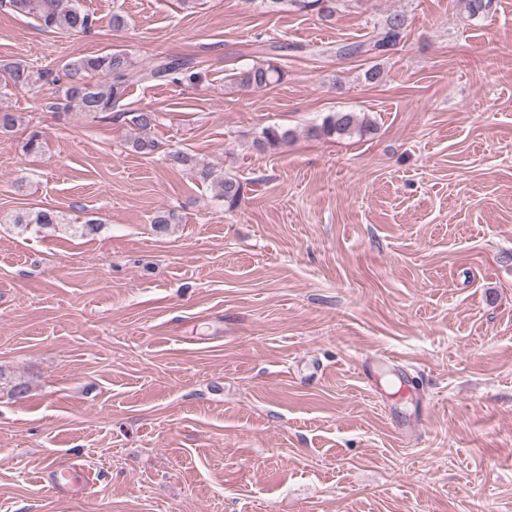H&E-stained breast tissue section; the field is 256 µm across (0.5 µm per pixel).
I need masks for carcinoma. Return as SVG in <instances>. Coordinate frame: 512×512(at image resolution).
<instances>
[{"label": "carcinoma", "mask_w": 512, "mask_h": 512, "mask_svg": "<svg viewBox=\"0 0 512 512\" xmlns=\"http://www.w3.org/2000/svg\"><path fill=\"white\" fill-rule=\"evenodd\" d=\"M265 7L277 11L286 5L299 9H319L332 12L324 0H262ZM6 6L17 15L32 17L42 29L61 35L85 33L91 28V20L79 6V0H0V7ZM405 18L401 14L387 17L384 24L374 30L373 36L358 45L342 46L337 54L353 56L360 53L375 57L384 56L395 50L403 38ZM192 61L185 58L161 56L146 68L135 65L133 58L124 49H113L93 56H82L70 60L62 66L66 82H61L59 70L49 66L33 69L19 62L0 66V79L4 84L15 87L35 85H55L63 83L60 95L51 108L56 110H78L91 114L106 113L119 120L126 113L118 110L125 98L128 87L141 81H173L184 75L196 77L192 72ZM288 73L274 62L259 63L240 73L237 81L255 89H267L286 79ZM158 114L152 110L131 113L130 122L140 131V136L131 140L132 149L140 154H150L156 150L155 141L147 137V132L156 125ZM373 123L355 112H330L323 117L322 124L315 128L318 135L349 136L353 133L368 132ZM291 132L276 127L263 131L264 142L270 145L288 143ZM206 179L213 180L216 196L230 208L237 206L242 193L238 180L216 175L212 170L203 172ZM60 212L40 209L17 215L15 224H41L53 226L62 223Z\"/></svg>", "instance_id": "1"}]
</instances>
